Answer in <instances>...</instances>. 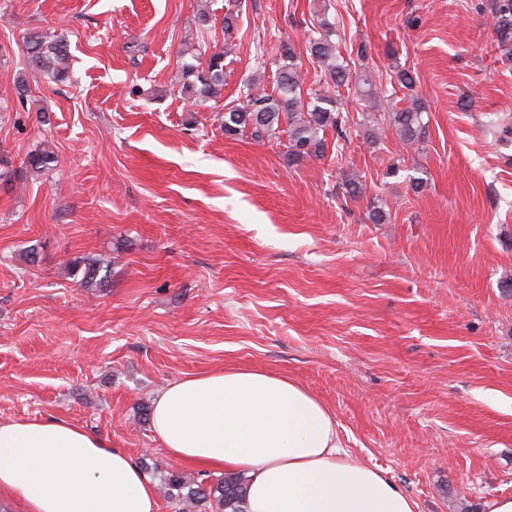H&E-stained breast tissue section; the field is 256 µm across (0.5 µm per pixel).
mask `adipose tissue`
Instances as JSON below:
<instances>
[{"label": "adipose tissue", "mask_w": 512, "mask_h": 512, "mask_svg": "<svg viewBox=\"0 0 512 512\" xmlns=\"http://www.w3.org/2000/svg\"><path fill=\"white\" fill-rule=\"evenodd\" d=\"M151 423L171 460L245 474L248 512H417L383 472L351 459L334 415L292 379L192 375L159 393ZM0 497L22 512H158L131 456L54 417L0 422Z\"/></svg>", "instance_id": "obj_1"}]
</instances>
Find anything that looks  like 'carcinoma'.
Returning <instances> with one entry per match:
<instances>
[{
    "mask_svg": "<svg viewBox=\"0 0 512 512\" xmlns=\"http://www.w3.org/2000/svg\"><path fill=\"white\" fill-rule=\"evenodd\" d=\"M492 15L496 32V46L503 58L512 62V0H493ZM321 32L305 41V50L318 62L321 70L320 89L303 93V79L296 63L297 55L288 51L276 76L274 92L256 91V84L247 85L239 103L224 108L221 129L231 138L246 133L255 141L288 136L287 154L293 162L319 158L325 153L324 134L328 129L337 136L347 138L345 120L337 108L340 88L349 86L351 71L346 60L331 41V23L320 21ZM26 62L31 70L43 73L57 83L69 78L68 40L63 34H39L31 32L24 37ZM183 83L178 89L181 96L201 104L217 102L224 90V52L213 51L206 65L186 64L182 68ZM360 95L377 99L388 97L395 89L384 83H376L373 72L363 71L357 81ZM395 127L403 144L412 147L419 144L424 133L423 107L412 106L389 112L383 116ZM56 161L47 149L27 156L25 166L40 172ZM112 258L98 255L85 262L75 263L69 269V277L87 290L101 288L111 276ZM168 483L170 497L178 502L180 512H247V480L238 474H228L215 483L188 487L181 477L172 472Z\"/></svg>",
    "mask_w": 512,
    "mask_h": 512,
    "instance_id": "obj_1",
    "label": "carcinoma"
}]
</instances>
